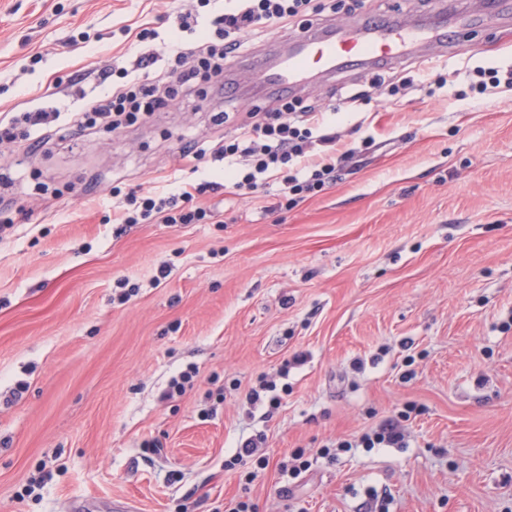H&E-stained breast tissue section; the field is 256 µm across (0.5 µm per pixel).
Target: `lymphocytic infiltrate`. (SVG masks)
<instances>
[{
	"instance_id": "f902f5d3",
	"label": "lymphocytic infiltrate",
	"mask_w": 512,
	"mask_h": 512,
	"mask_svg": "<svg viewBox=\"0 0 512 512\" xmlns=\"http://www.w3.org/2000/svg\"><path fill=\"white\" fill-rule=\"evenodd\" d=\"M322 9L321 0H240L212 19L216 41L187 51L175 50L165 74L125 82L110 95L88 102L81 109L84 123L92 126L106 116L111 130L117 131L135 123L139 115L164 111L173 100L223 78L244 36L287 28ZM340 140L319 108L284 99L265 112L263 119L245 124L213 147L210 154L213 160L234 168L232 187L237 196L252 195L275 182L279 185L277 205L285 208L334 184L337 167L360 155V148H340ZM218 188V182L204 179L175 193H131L123 201L118 221L203 224L212 214L194 206L193 201Z\"/></svg>"
}]
</instances>
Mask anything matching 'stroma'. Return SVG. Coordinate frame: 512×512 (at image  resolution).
Masks as SVG:
<instances>
[{
  "label": "stroma",
  "mask_w": 512,
  "mask_h": 512,
  "mask_svg": "<svg viewBox=\"0 0 512 512\" xmlns=\"http://www.w3.org/2000/svg\"><path fill=\"white\" fill-rule=\"evenodd\" d=\"M349 7L312 22L420 18L439 4ZM223 8L0 0V119L76 111L109 92L102 71L144 53L162 73L167 45L212 34ZM188 12L193 30L174 31ZM478 66L512 69V28L476 22L447 55L347 68L303 90L373 144L282 210L273 189L234 196L223 164L182 153L265 110L266 94L228 102L218 90L118 135L50 126L0 143V512H118L127 500L224 512L233 499L258 512H512V86L468 94ZM378 76L409 81L399 103H349ZM202 177L222 185L196 200L218 223L115 234L120 195ZM123 278L139 290L119 303ZM297 353L278 408L247 417L257 378ZM191 363L192 387L165 397ZM404 410V447L323 455ZM257 432L269 466L247 485L224 462ZM299 448L307 470L282 474Z\"/></svg>",
  "instance_id": "obj_1"
}]
</instances>
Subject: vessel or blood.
<instances>
[{
  "label": "vessel or blood",
  "instance_id": "vessel-or-blood-1",
  "mask_svg": "<svg viewBox=\"0 0 512 512\" xmlns=\"http://www.w3.org/2000/svg\"><path fill=\"white\" fill-rule=\"evenodd\" d=\"M460 32L454 28L428 29L408 23L390 24L369 17L355 28L340 33L308 30L297 39L294 51L272 62L253 58L251 78L286 92L318 73L347 64L386 63L413 56L419 48L441 53L457 43Z\"/></svg>",
  "mask_w": 512,
  "mask_h": 512
}]
</instances>
